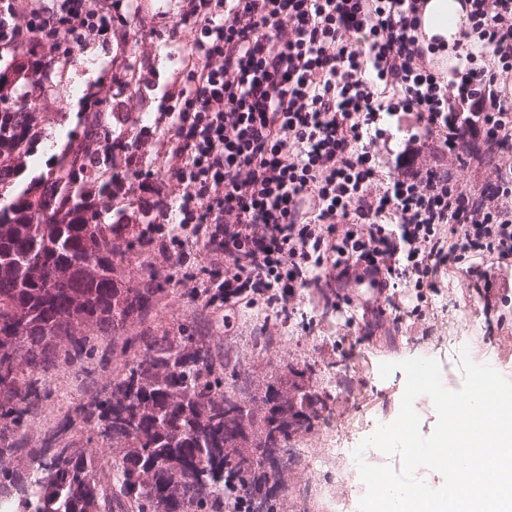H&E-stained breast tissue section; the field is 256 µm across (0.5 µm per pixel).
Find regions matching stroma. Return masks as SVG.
Instances as JSON below:
<instances>
[{"mask_svg":"<svg viewBox=\"0 0 512 512\" xmlns=\"http://www.w3.org/2000/svg\"><path fill=\"white\" fill-rule=\"evenodd\" d=\"M163 0H140V16L131 25L139 46L128 47L126 55L134 67L136 81L132 89H122L112 81L113 48L102 42L87 44L57 68L52 81L58 86H75L71 97L57 98L48 112L43 113L41 127L45 133L57 139H65L68 132L80 131V114L102 89H110V106L114 111L128 113L138 125H153L160 100L172 81L179 66L177 60L168 57L166 50L145 55L143 45L155 40L168 39L172 34L173 19L163 13ZM358 288H345L340 292L339 308L333 321L343 326V336L331 334L328 326L307 329L301 320L292 321L288 328L270 325L277 342L270 349H262L254 340L253 325L257 314L253 311L239 313L236 319L233 353L240 363L242 381L248 394L263 396L267 385L289 386L298 384L311 388L326 400L331 410L328 419L315 422L304 434L303 440H289V447L306 443L312 451H320L323 441L335 435V421L347 415H363L365 420L378 418L395 420L400 412L406 384L402 371H394L388 378H381L379 365L385 361L400 362L415 357L436 359L442 371L443 383L450 390H458L464 383L459 367L461 349L474 352L477 363L497 361L498 348L512 318L500 321L499 310H484L479 298L463 297L460 290L443 287L429 297L433 319L432 330L426 336H402L396 352H376L369 334L373 317L363 316L354 307L353 297ZM469 306L479 309L481 315L472 325L449 328L445 312ZM355 379L357 389L365 390L370 400L357 406L354 396L348 393L346 382ZM288 512H299L301 505L311 503L319 491L335 494L350 493L353 499H361L365 492L362 480H354L352 487H344L343 477L331 467L314 468L302 457H295L285 483Z\"/></svg>","mask_w":512,"mask_h":512,"instance_id":"35a3bbf8","label":"stroma"}]
</instances>
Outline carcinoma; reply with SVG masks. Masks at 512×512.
<instances>
[{
  "label": "carcinoma",
  "mask_w": 512,
  "mask_h": 512,
  "mask_svg": "<svg viewBox=\"0 0 512 512\" xmlns=\"http://www.w3.org/2000/svg\"><path fill=\"white\" fill-rule=\"evenodd\" d=\"M19 82L0 94V498L25 512H285L292 435L312 392L240 396L224 319L152 276L155 252L104 238L76 145L46 146ZM95 171L112 185V157ZM138 277L116 276L129 255Z\"/></svg>",
  "instance_id": "obj_1"
}]
</instances>
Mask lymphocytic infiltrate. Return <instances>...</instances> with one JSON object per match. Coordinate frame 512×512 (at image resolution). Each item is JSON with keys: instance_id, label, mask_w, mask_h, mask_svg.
<instances>
[{"instance_id": "lymphocytic-infiltrate-1", "label": "lymphocytic infiltrate", "mask_w": 512, "mask_h": 512, "mask_svg": "<svg viewBox=\"0 0 512 512\" xmlns=\"http://www.w3.org/2000/svg\"><path fill=\"white\" fill-rule=\"evenodd\" d=\"M424 0H179L180 70L154 127L95 135L80 156L112 154V226H142L224 294L223 316L255 308L287 326L302 304L327 319L337 291L368 289L363 314L380 349L429 333L427 292L488 263L512 271V0H464L472 38L448 71L418 33ZM97 0H0V49L42 88L70 45L110 40ZM405 132L387 166L386 126ZM162 143L148 153L147 140ZM483 144L494 181L463 189L444 167L414 168L421 148ZM177 191H169V180ZM417 303L404 310L406 289Z\"/></svg>"}]
</instances>
